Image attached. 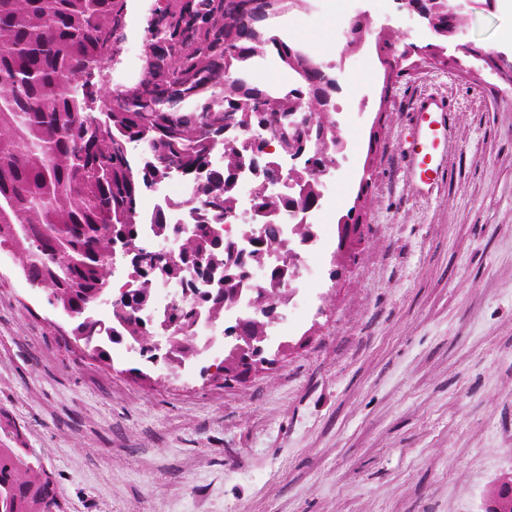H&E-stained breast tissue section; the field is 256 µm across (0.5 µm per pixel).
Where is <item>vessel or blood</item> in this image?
Masks as SVG:
<instances>
[{
  "instance_id": "b4317fda",
  "label": "vessel or blood",
  "mask_w": 512,
  "mask_h": 512,
  "mask_svg": "<svg viewBox=\"0 0 512 512\" xmlns=\"http://www.w3.org/2000/svg\"><path fill=\"white\" fill-rule=\"evenodd\" d=\"M449 115L447 103L437 99L421 104L415 111L409 156L413 175L423 186H433L439 178V154L448 134Z\"/></svg>"
}]
</instances>
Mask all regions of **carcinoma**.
<instances>
[{
  "label": "carcinoma",
  "mask_w": 512,
  "mask_h": 512,
  "mask_svg": "<svg viewBox=\"0 0 512 512\" xmlns=\"http://www.w3.org/2000/svg\"><path fill=\"white\" fill-rule=\"evenodd\" d=\"M303 0H154L158 27L144 30L151 47L139 80L110 87L104 71L112 62L105 43L127 22V0H0V245H10L33 287L76 309L98 291L112 293L114 242L143 246L138 199L142 188L167 178L165 164L205 179L197 187L200 212L182 236L177 261L199 277L214 278L230 245L224 243L235 212L238 178L251 155L224 140L241 124L272 128L290 109V93L304 94L300 111L313 116L336 146L331 115L333 84L323 63L288 42L263 33L265 21ZM427 10L440 36L456 29L458 13L448 0H415ZM389 62L404 56L393 36L378 44ZM275 54L295 79L276 96L234 78L258 53ZM94 73L88 82L84 77ZM144 144L149 158L134 168L128 152ZM313 174L298 170L294 191L273 195L260 188L253 211L311 208L318 194ZM278 236L271 227L251 239L249 251H266ZM238 270L224 271L218 287L202 298L217 317L230 305L228 289ZM153 275L112 299V319L96 327L91 342L129 337L145 347L156 330L137 315ZM237 325L227 330L223 363L231 366L246 344ZM57 487L24 448L0 447V512H53ZM487 512H512V480L494 492Z\"/></svg>",
  "instance_id": "1"
}]
</instances>
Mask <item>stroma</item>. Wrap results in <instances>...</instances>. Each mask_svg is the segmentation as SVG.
I'll list each match as a JSON object with an SVG mask.
<instances>
[{
    "mask_svg": "<svg viewBox=\"0 0 512 512\" xmlns=\"http://www.w3.org/2000/svg\"><path fill=\"white\" fill-rule=\"evenodd\" d=\"M152 3L129 0L107 79L143 69ZM345 7L372 34L334 53ZM295 18L354 75L336 120L353 155L275 365L228 386L113 348L98 360L0 247V447L39 462L57 512H485L512 478V80L485 60L512 59V0H474L441 41L396 0H309ZM385 33L440 43L444 61L386 72ZM427 97L453 107L428 189L408 154ZM354 206L360 243L344 255L335 224Z\"/></svg>",
    "mask_w": 512,
    "mask_h": 512,
    "instance_id": "1",
    "label": "stroma"
}]
</instances>
